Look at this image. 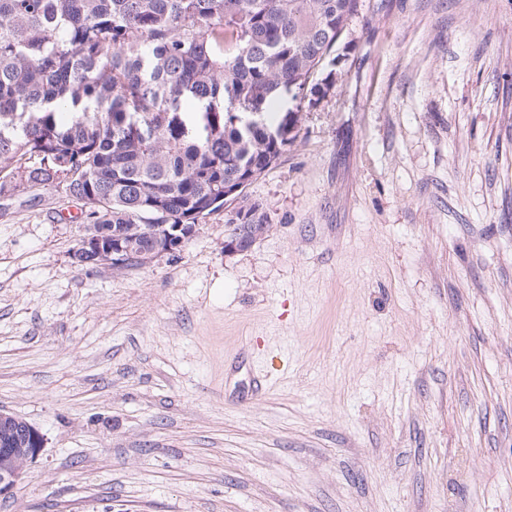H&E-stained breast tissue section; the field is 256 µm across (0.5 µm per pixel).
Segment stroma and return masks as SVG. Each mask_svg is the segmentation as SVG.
<instances>
[{
    "label": "stroma",
    "mask_w": 512,
    "mask_h": 512,
    "mask_svg": "<svg viewBox=\"0 0 512 512\" xmlns=\"http://www.w3.org/2000/svg\"><path fill=\"white\" fill-rule=\"evenodd\" d=\"M322 70L246 251L91 269L0 195V512H512V0H362ZM14 423L21 425L29 448H13L12 439L4 441L5 448L0 443V497L14 491L25 468L37 459L43 448V437L35 428L15 415L0 411V427L4 424L8 429Z\"/></svg>",
    "instance_id": "35a3bbf8"
}]
</instances>
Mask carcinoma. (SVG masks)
<instances>
[{
  "instance_id": "cac0c4a2",
  "label": "carcinoma",
  "mask_w": 512,
  "mask_h": 512,
  "mask_svg": "<svg viewBox=\"0 0 512 512\" xmlns=\"http://www.w3.org/2000/svg\"><path fill=\"white\" fill-rule=\"evenodd\" d=\"M361 0H0V192L17 176L88 204V224L137 251L164 224L224 207V182L263 174L298 117L273 112L311 78ZM260 105L233 123L224 91ZM193 111L184 110L186 103ZM239 202V224H262Z\"/></svg>"
}]
</instances>
